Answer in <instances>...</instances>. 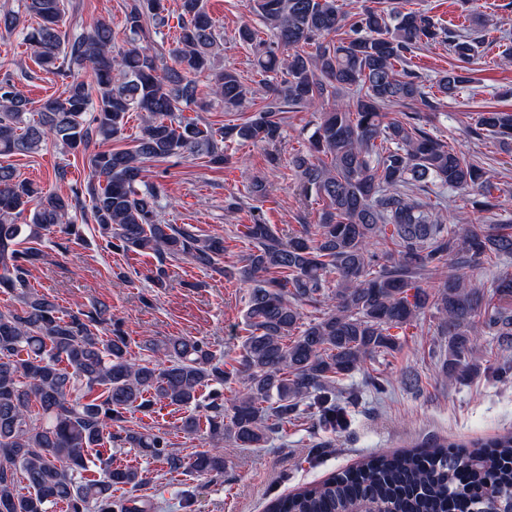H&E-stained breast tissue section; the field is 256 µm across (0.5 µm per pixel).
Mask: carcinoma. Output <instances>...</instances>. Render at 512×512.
Masks as SVG:
<instances>
[{"mask_svg":"<svg viewBox=\"0 0 512 512\" xmlns=\"http://www.w3.org/2000/svg\"><path fill=\"white\" fill-rule=\"evenodd\" d=\"M25 10L35 24L22 27L18 12L1 9L0 32L21 30L39 68L65 87L33 109L11 74L0 78V155L36 154L50 139L86 151L122 137L130 112L142 113L143 125L131 146L89 154L87 181L66 196L0 164V293L16 301L0 309V512H51L59 504L66 512H148L134 499L113 498L117 489L148 482L146 469L112 466L114 447L135 448L171 472L223 473L218 444L185 459L165 434L122 426L132 408L150 412L162 401L196 408L205 388L211 401L182 421L188 434L204 430L238 448H264L301 419L342 431L361 389L383 394L391 383L368 365L400 352L407 329L427 315L442 379L476 375L488 336L498 350L488 364L492 376L512 377V273L487 288L471 284L483 258L512 259V224L479 216L456 231L455 216H435L433 204L412 195L429 183L474 192L477 211L492 214L499 208L494 185L474 157L424 131L418 113L389 112L418 100L441 107L406 68L409 54L430 42L447 45L456 65L437 88L453 98L471 82L480 37L405 12L396 0H364L351 21L337 0H255L270 39L247 24L238 39L255 49L258 73L275 82L253 87L233 70L213 69L218 33L205 0H181L180 36L165 54L151 48L165 22L162 0H131L121 48L101 19L63 33L65 0H25ZM262 93L265 104L239 124L208 130L176 118L192 105L207 110L212 97L224 111H239ZM327 98L333 103L307 154L292 161L305 195L324 202L314 230L285 241L270 224H246L252 248L244 265L227 269L218 266L224 239L165 223L159 189L143 180L146 163L205 157L221 167L227 142L273 143L280 113ZM470 131H486L512 152L511 112H480ZM73 212L90 213L124 255L156 256L148 278L158 288L167 284L166 262L181 258L246 282L247 335L236 366L187 336L150 345L157 359L138 361L106 303L67 314L32 289L35 244L51 233L80 237ZM430 280L436 285L422 287ZM356 374L362 384L345 385ZM231 384L238 388L226 398L222 389ZM489 484L501 509L512 510V434L474 441L467 451L439 443L372 456L274 498L267 512H480Z\"/></svg>","mask_w":512,"mask_h":512,"instance_id":"1","label":"carcinoma"}]
</instances>
